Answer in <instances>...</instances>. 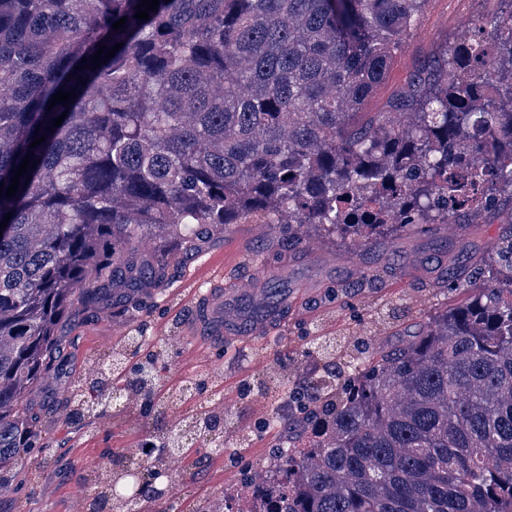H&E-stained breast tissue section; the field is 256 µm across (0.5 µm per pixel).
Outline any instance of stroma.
<instances>
[{
    "instance_id": "stroma-1",
    "label": "stroma",
    "mask_w": 512,
    "mask_h": 512,
    "mask_svg": "<svg viewBox=\"0 0 512 512\" xmlns=\"http://www.w3.org/2000/svg\"><path fill=\"white\" fill-rule=\"evenodd\" d=\"M502 10V0H428L386 83L369 102V111L383 107L434 45ZM499 232L496 223L471 229L419 225L376 247L319 233L300 254L289 250L287 232L270 224H228L200 236L192 250L171 239L141 237V251L168 257L167 283L140 294L126 308L97 314L75 308L59 323L55 368L29 394L38 446L23 464L0 472V480L9 487L0 495V512H71L76 486H84L89 495L96 491L88 479L90 471L107 474L128 458L130 449L150 439L155 428L179 429L186 416L207 405L223 412L228 422L222 451L199 441L169 457L170 491L145 512H196L199 504L218 493L239 491L246 485V473L267 464L273 448L302 435L296 422L287 428L267 427L275 403L257 389L258 381L273 376L295 383L307 380L315 362L304 352L319 336L345 347L363 337L375 348L402 346L430 311L448 300L419 280L429 271L428 258L442 266L453 258L460 268H468L475 251L494 248ZM360 270L375 274L374 287H357ZM217 271L228 294L240 282L265 273L287 275L294 284L287 298V320L274 322L266 334L228 338L212 348L186 341L181 331L191 315L186 291L207 285ZM118 326L126 333L147 336L148 351L159 355L155 394L133 396L109 409L105 420L79 427L69 424L70 388L91 371L97 357L123 344V335L114 332ZM189 381L197 384V391L167 402L169 392ZM244 434L250 439L248 446L237 447Z\"/></svg>"
}]
</instances>
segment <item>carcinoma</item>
<instances>
[{
	"label": "carcinoma",
	"mask_w": 512,
	"mask_h": 512,
	"mask_svg": "<svg viewBox=\"0 0 512 512\" xmlns=\"http://www.w3.org/2000/svg\"><path fill=\"white\" fill-rule=\"evenodd\" d=\"M426 2L159 0L142 21L141 0H0V184L31 156L0 192V472L37 445L25 397L73 299L110 309L165 282L164 258L132 248L142 232L191 246L205 227L286 215L296 250L318 231L366 240L512 213V9L437 44L366 111ZM60 91L75 97L50 106ZM436 286L465 297L406 345L341 361L328 338L302 391L260 384L311 430L272 453L275 512H512V220L467 282ZM256 287L261 309L288 282ZM157 373L153 355L112 353L75 386L69 422ZM225 427L187 417L126 468L134 493L110 477L90 512L156 500L162 457L189 437L222 446Z\"/></svg>",
	"instance_id": "1"
}]
</instances>
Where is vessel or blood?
<instances>
[{"label": "vessel or blood", "mask_w": 512, "mask_h": 512, "mask_svg": "<svg viewBox=\"0 0 512 512\" xmlns=\"http://www.w3.org/2000/svg\"><path fill=\"white\" fill-rule=\"evenodd\" d=\"M242 295L228 296L222 289L209 287L195 289L192 298L194 319L187 329L196 343L219 342L225 328L231 324H246L252 334L263 333L274 321V313L245 316Z\"/></svg>", "instance_id": "b4317fda"}]
</instances>
